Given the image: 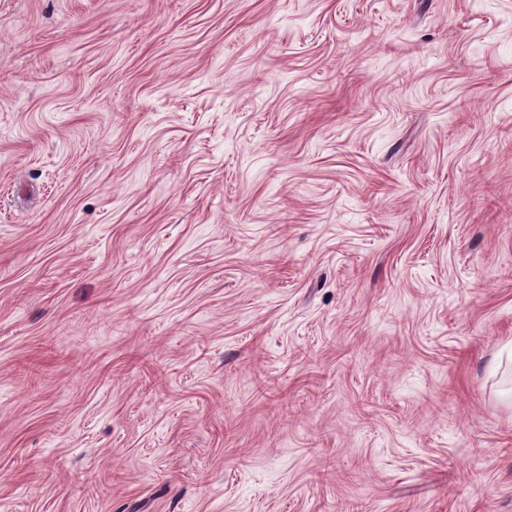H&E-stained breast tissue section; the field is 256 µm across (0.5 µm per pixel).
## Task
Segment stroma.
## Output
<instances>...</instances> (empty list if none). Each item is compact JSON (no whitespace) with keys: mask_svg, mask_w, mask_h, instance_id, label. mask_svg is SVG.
<instances>
[{"mask_svg":"<svg viewBox=\"0 0 512 512\" xmlns=\"http://www.w3.org/2000/svg\"><path fill=\"white\" fill-rule=\"evenodd\" d=\"M0 512H512V0H0Z\"/></svg>","mask_w":512,"mask_h":512,"instance_id":"35a3bbf8","label":"stroma"}]
</instances>
